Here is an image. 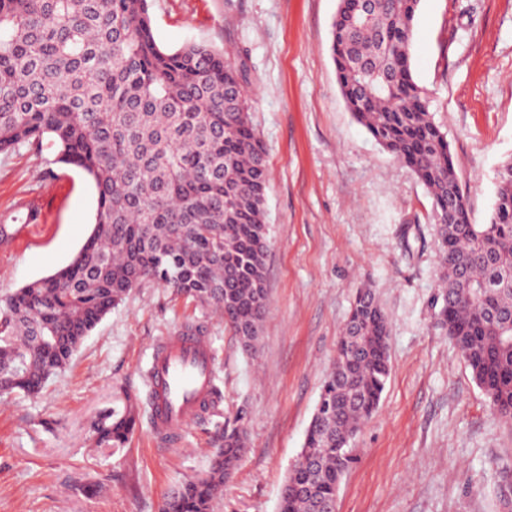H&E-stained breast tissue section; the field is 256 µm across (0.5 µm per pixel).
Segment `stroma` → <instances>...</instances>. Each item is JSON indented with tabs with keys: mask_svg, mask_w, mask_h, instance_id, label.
I'll use <instances>...</instances> for the list:
<instances>
[{
	"mask_svg": "<svg viewBox=\"0 0 512 512\" xmlns=\"http://www.w3.org/2000/svg\"><path fill=\"white\" fill-rule=\"evenodd\" d=\"M338 0H150L158 42L232 47L267 152V314L254 352L223 320L153 283L133 289L36 396L0 394V512H159L209 466L225 418L248 412L249 449L212 512H279L336 342L359 289L390 323V377L356 435L358 463L337 512H512V423L473 381L433 307L432 200L413 172L358 124L330 55ZM412 72L445 133L473 223H488L512 158V0H421ZM44 220L0 244V301L66 266L92 229L96 197L51 151L0 154V216L23 197ZM205 324L221 403L154 438L138 423L122 448L89 426L125 397L146 398V356L181 325Z\"/></svg>",
	"mask_w": 512,
	"mask_h": 512,
	"instance_id": "1",
	"label": "stroma"
}]
</instances>
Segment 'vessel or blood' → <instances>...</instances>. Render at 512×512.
Returning <instances> with one entry per match:
<instances>
[{
	"instance_id": "vessel-or-blood-1",
	"label": "vessel or blood",
	"mask_w": 512,
	"mask_h": 512,
	"mask_svg": "<svg viewBox=\"0 0 512 512\" xmlns=\"http://www.w3.org/2000/svg\"><path fill=\"white\" fill-rule=\"evenodd\" d=\"M216 352L206 336L184 328L152 347V428L161 438L174 435L208 405L215 376Z\"/></svg>"
}]
</instances>
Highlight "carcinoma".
<instances>
[{
	"instance_id": "carcinoma-1",
	"label": "carcinoma",
	"mask_w": 512,
	"mask_h": 512,
	"mask_svg": "<svg viewBox=\"0 0 512 512\" xmlns=\"http://www.w3.org/2000/svg\"><path fill=\"white\" fill-rule=\"evenodd\" d=\"M420 0H339L331 57L349 112L427 189L438 224L440 323L496 414L512 421V161L490 222H471L448 141L410 70ZM55 151L91 180L93 229L68 265L0 308V384L37 395L93 328L146 281L224 315L239 338L264 319L268 167L244 66L224 50L158 43L148 0H0V152ZM389 321L357 292L280 512H333L357 456L346 438L377 410L391 365ZM33 359L22 369L21 359ZM138 414L103 412L96 445L118 447ZM224 425L208 470L160 512H210L224 469L246 452Z\"/></svg>"
}]
</instances>
